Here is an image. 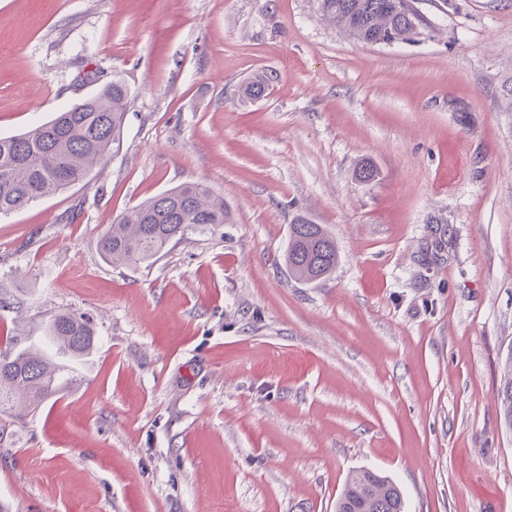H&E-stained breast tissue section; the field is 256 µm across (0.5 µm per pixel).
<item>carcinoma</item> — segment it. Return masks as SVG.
I'll return each mask as SVG.
<instances>
[{"label":"carcinoma","instance_id":"carcinoma-1","mask_svg":"<svg viewBox=\"0 0 512 512\" xmlns=\"http://www.w3.org/2000/svg\"><path fill=\"white\" fill-rule=\"evenodd\" d=\"M314 13L345 37L367 45L412 43L426 28L413 0H310ZM273 75L255 74L243 87L253 99L263 96ZM128 89L120 81L57 113L51 120L12 136H0V216L83 182L106 162L120 143ZM224 197L202 183L166 190L119 214L99 247L112 264H144L188 228L229 224ZM336 243L324 227L306 217L290 226L286 264L297 280L329 276L338 264ZM54 358L21 350L0 355V412L21 415L34 403L55 398L71 381L68 362L89 355L95 346L89 320L57 314L46 326ZM497 401L504 426L512 430V353L501 365ZM336 512H404L401 488L370 469L353 471L336 503Z\"/></svg>","mask_w":512,"mask_h":512}]
</instances>
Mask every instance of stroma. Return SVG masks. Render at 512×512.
Here are the masks:
<instances>
[{
	"label": "stroma",
	"mask_w": 512,
	"mask_h": 512,
	"mask_svg": "<svg viewBox=\"0 0 512 512\" xmlns=\"http://www.w3.org/2000/svg\"><path fill=\"white\" fill-rule=\"evenodd\" d=\"M455 2L365 45L308 0H0V136L128 88L106 163L0 218V353L61 312L95 332L57 400L0 415V506L336 512L369 468L404 512H512V0ZM189 182L232 223L102 258L118 214ZM302 216L339 253L318 282L284 263ZM497 401L500 404L505 428L512 430V352L505 357L501 365Z\"/></svg>",
	"instance_id": "stroma-1"
}]
</instances>
